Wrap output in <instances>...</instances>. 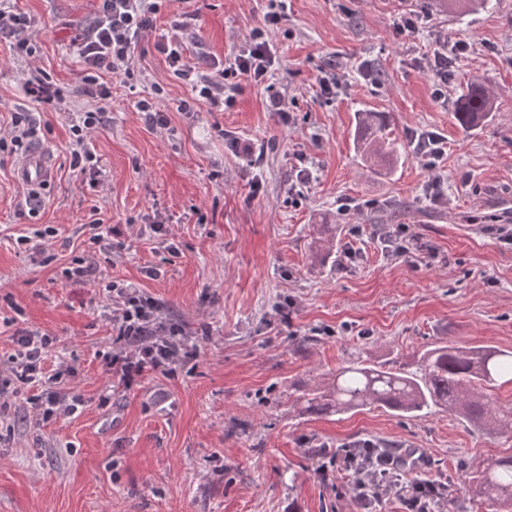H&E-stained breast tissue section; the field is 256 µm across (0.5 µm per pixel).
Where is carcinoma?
I'll use <instances>...</instances> for the list:
<instances>
[{
  "label": "carcinoma",
  "mask_w": 512,
  "mask_h": 512,
  "mask_svg": "<svg viewBox=\"0 0 512 512\" xmlns=\"http://www.w3.org/2000/svg\"><path fill=\"white\" fill-rule=\"evenodd\" d=\"M494 109V96L473 82L462 92L453 118L470 128ZM357 142L372 160L397 156L402 145L389 137L388 124L377 112L357 113ZM512 376V352L484 346L438 345L420 356L413 370H394L366 361L340 368L330 386L314 391L307 400L310 412L345 413L377 406L402 417H427L441 410L464 419L489 436L512 431V410L495 406L488 390ZM469 482L485 500V512H512V456L472 472Z\"/></svg>",
  "instance_id": "obj_1"
}]
</instances>
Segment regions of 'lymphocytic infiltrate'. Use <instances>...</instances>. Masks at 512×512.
Segmentation results:
<instances>
[{
    "mask_svg": "<svg viewBox=\"0 0 512 512\" xmlns=\"http://www.w3.org/2000/svg\"><path fill=\"white\" fill-rule=\"evenodd\" d=\"M159 0H99L98 11L89 26L74 40V53L85 82L97 83L95 109L83 112L72 125V165L80 175L97 179V159L87 146V138L106 121V105L112 95L110 86L99 83L100 74L123 80L132 79L133 52L136 44L154 30ZM280 21L278 13L265 15L262 25L252 29L248 38L232 55L221 61H210L209 72L196 71L183 61L185 25L173 27V34L158 39L157 49L165 54L169 65L191 83L196 102L213 109L224 108L234 100L236 80L256 87L266 85L273 75L275 59L271 52L270 34ZM37 21L11 10L0 0V40H8L18 58L33 54L32 38ZM41 134V126L28 113L17 112L7 129L0 130V155L25 152ZM106 290L112 296V332L119 344L118 352L109 355L105 366L113 383L129 389L147 376L173 374L177 365L191 355L183 338L182 327L159 313L158 302L130 283L112 282ZM15 346L9 360L18 379L34 386L28 402L43 419L76 412L81 400L62 387V371L45 374L43 361L54 342L53 336L38 330L16 329Z\"/></svg>",
    "mask_w": 512,
    "mask_h": 512,
    "instance_id": "f902f5d3",
    "label": "lymphocytic infiltrate"
}]
</instances>
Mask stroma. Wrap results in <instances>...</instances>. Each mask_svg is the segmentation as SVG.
<instances>
[{
	"label": "stroma",
	"instance_id": "35a3bbf8",
	"mask_svg": "<svg viewBox=\"0 0 512 512\" xmlns=\"http://www.w3.org/2000/svg\"><path fill=\"white\" fill-rule=\"evenodd\" d=\"M41 21L32 59L0 43V124L28 110L45 127L55 175L37 216L18 207L16 166L0 165V512H357L336 470L315 475L319 447L371 440L423 449L426 479L450 483L461 512H484L460 464L481 469L512 455V436L480 435L439 412L403 420L384 408L307 412L306 397L350 361L414 368L436 344L512 351V0H163L157 27L186 20L184 61L224 58L268 11L276 58L270 88L240 82L231 107L195 105L146 35L131 83L112 81L108 125L89 141L103 185L91 191L71 167L69 127L90 96L72 40L98 0H11ZM413 11L417 27L401 28ZM466 36L470 49L448 76L444 98L423 60L436 41ZM339 76L332 95L318 77ZM61 97L32 101L39 78ZM491 88L495 108L462 129L451 118L470 82ZM282 96L292 120L266 109ZM161 95L168 126L150 127L138 99ZM379 112L405 147L391 175L376 174L353 139L356 114ZM448 139L438 172L425 169L412 139ZM251 144L236 156L230 140ZM313 177L302 184L300 167ZM439 177L444 203L426 186ZM261 180L251 195L252 180ZM354 202L345 212L341 201ZM111 234L92 242L91 214ZM168 236L153 233L154 216ZM58 228L44 254L18 247L33 224ZM322 224H359L355 262H317ZM380 224H407L419 238L413 259L391 258ZM174 242L176 251L164 248ZM93 256L97 282L63 270ZM157 268L159 277L147 275ZM131 281L182 321L194 358L172 378L112 387L103 356L112 350V301L105 286ZM292 301L290 323L274 314ZM55 336L45 370L73 368L84 405L36 421L4 362L16 328Z\"/></svg>",
	"mask_w": 512,
	"mask_h": 512
}]
</instances>
